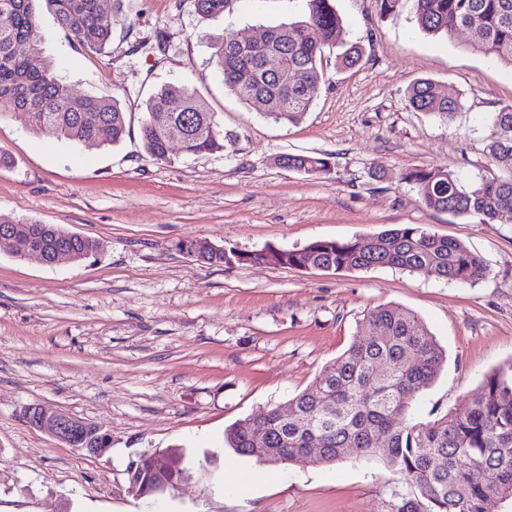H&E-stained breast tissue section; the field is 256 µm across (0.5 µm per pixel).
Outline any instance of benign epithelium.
Masks as SVG:
<instances>
[{
    "mask_svg": "<svg viewBox=\"0 0 512 512\" xmlns=\"http://www.w3.org/2000/svg\"><path fill=\"white\" fill-rule=\"evenodd\" d=\"M47 231H49V228L42 226L37 233H27L20 242L16 240V236L9 232L0 236V242L11 243L18 247L21 257H34L44 264L53 265L63 259L72 260V252L63 243L58 244L50 252L44 250L43 233ZM189 251L202 260L211 252L222 251V247L207 240H196L189 246ZM22 418L30 426L48 432L56 440L72 446L86 456L98 458L108 452V449L100 448L96 443L101 433L100 427L60 409L42 405L27 406L23 410ZM132 469L152 479L148 486H150V491L154 493H164L172 486L171 471L162 468L154 457L145 456L141 458L139 462L132 466Z\"/></svg>",
    "mask_w": 512,
    "mask_h": 512,
    "instance_id": "7a95c632",
    "label": "benign epithelium"
}]
</instances>
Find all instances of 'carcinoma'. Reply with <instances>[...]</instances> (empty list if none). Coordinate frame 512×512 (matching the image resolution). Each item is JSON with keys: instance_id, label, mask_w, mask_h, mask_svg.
<instances>
[{"instance_id": "cac0c4a2", "label": "carcinoma", "mask_w": 512, "mask_h": 512, "mask_svg": "<svg viewBox=\"0 0 512 512\" xmlns=\"http://www.w3.org/2000/svg\"><path fill=\"white\" fill-rule=\"evenodd\" d=\"M45 2L59 27L78 42L101 50L112 40V17L102 0H0V118L19 113L30 130L85 149L120 143L127 112L109 95H78L44 54L37 25V3ZM237 0H191L202 20L233 10ZM305 15L290 23L265 26L256 41L233 35L211 43L224 86L242 103L276 122L297 123L313 107L324 81L325 51L336 52V66L352 68L362 47L342 40V20L331 0H306ZM418 28L448 39L465 31L474 50L512 66V0H411ZM306 73L305 83L290 80ZM407 107L451 120L462 108L429 80L415 81ZM494 132L487 154L504 176L468 185L441 168H415L400 181L417 189L426 208L472 218L482 224L512 220V104L492 116ZM182 140L187 156L224 149V134L206 104L186 85L165 83L145 101L141 121L144 151L169 161V137ZM278 164L313 178L330 174L325 156L279 157ZM45 247L55 237L68 242L76 261L96 255L100 243L59 224L49 225ZM369 249L357 240H315L288 252L290 267H321L333 272L391 267L412 274L473 283L487 273L482 257L462 243L439 237L418 224L370 235ZM375 331L321 371L315 384L288 400V419L277 407L256 418L240 419L224 432L236 454L266 466H279L318 442L317 464L348 460L381 463L397 477L389 488L393 512H488L491 500L512 498V362L483 377L476 392L456 408L430 421L408 417L417 396L446 363V353L412 312L386 306L367 314Z\"/></svg>"}]
</instances>
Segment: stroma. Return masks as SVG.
<instances>
[{
	"instance_id": "stroma-1",
	"label": "stroma",
	"mask_w": 512,
	"mask_h": 512,
	"mask_svg": "<svg viewBox=\"0 0 512 512\" xmlns=\"http://www.w3.org/2000/svg\"><path fill=\"white\" fill-rule=\"evenodd\" d=\"M343 38L363 56L350 69L327 57L311 112L276 123L228 91L209 44L225 32L291 22L306 0H237L203 20L190 0H104L113 17L104 50L83 48L47 9L45 49L79 94L113 95L130 129L88 151L0 119V214L59 224L97 240V256L46 265L0 248V512H388L395 480L383 466L299 460L267 468L224 446L235 421L283 405L326 364L366 338V314L396 304L414 312L447 353L410 415L428 421L512 362V221L481 224L427 209L399 180L443 168L462 182L499 176L486 152L490 117L512 103V67L468 48L466 34H423L411 5L379 18L376 0H334ZM430 79L463 108L452 120L405 106L408 87ZM195 89L224 132L221 151L142 147L150 90ZM286 154L329 156L314 179L276 165ZM421 224L479 254L476 283L389 267L340 271L208 265L184 249L208 240L244 252L347 241ZM42 404L111 433L91 458L22 419ZM184 463L158 496L136 495L127 469L142 456ZM256 475L244 494L230 471Z\"/></svg>"
}]
</instances>
